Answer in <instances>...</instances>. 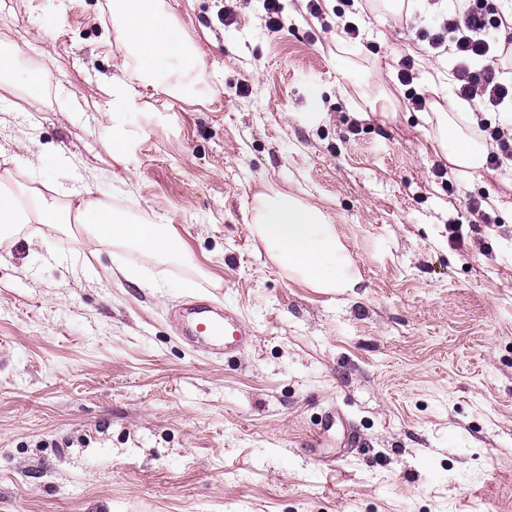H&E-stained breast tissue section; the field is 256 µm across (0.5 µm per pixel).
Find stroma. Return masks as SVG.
Wrapping results in <instances>:
<instances>
[{"label": "stroma", "instance_id": "35a3bbf8", "mask_svg": "<svg viewBox=\"0 0 512 512\" xmlns=\"http://www.w3.org/2000/svg\"><path fill=\"white\" fill-rule=\"evenodd\" d=\"M166 2L207 79L171 60L197 103L139 89L118 144L107 0H0L10 189L35 206L89 190L130 220L167 217L187 245L160 260L32 222L0 246V512H512V161L433 174L443 123L406 93L454 94L417 36L438 10L282 0L274 32L262 0ZM42 69L62 82L31 89ZM21 141L57 148L54 169ZM263 189L334 218L357 288L318 292L274 264L245 222ZM115 266L137 280L103 276ZM203 297L249 349L218 357L174 332Z\"/></svg>", "mask_w": 512, "mask_h": 512}]
</instances>
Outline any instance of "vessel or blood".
Here are the masks:
<instances>
[{
  "instance_id": "obj_1",
  "label": "vessel or blood",
  "mask_w": 512,
  "mask_h": 512,
  "mask_svg": "<svg viewBox=\"0 0 512 512\" xmlns=\"http://www.w3.org/2000/svg\"><path fill=\"white\" fill-rule=\"evenodd\" d=\"M177 335L201 343L215 354L248 348L252 340L232 310L218 311L209 300H195L173 319Z\"/></svg>"
}]
</instances>
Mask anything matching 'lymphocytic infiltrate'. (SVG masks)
<instances>
[{
	"label": "lymphocytic infiltrate",
	"mask_w": 512,
	"mask_h": 512,
	"mask_svg": "<svg viewBox=\"0 0 512 512\" xmlns=\"http://www.w3.org/2000/svg\"><path fill=\"white\" fill-rule=\"evenodd\" d=\"M504 31V49L512 50V21L497 10L468 4L460 7L453 0L443 12L441 25L421 32V40L434 50H443L454 60L453 75L457 82L455 95L468 103L478 121V132L488 134L496 148L486 156L487 167L499 168L512 159V140L504 130L492 128L481 121L480 112L512 101V79H505L500 57L492 52L487 38L489 31Z\"/></svg>",
	"instance_id": "1"
}]
</instances>
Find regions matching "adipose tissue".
I'll list each match as a JSON object with an SVG mask.
<instances>
[{"label": "adipose tissue", "instance_id": "1", "mask_svg": "<svg viewBox=\"0 0 512 512\" xmlns=\"http://www.w3.org/2000/svg\"><path fill=\"white\" fill-rule=\"evenodd\" d=\"M108 10L113 36L126 49V57L112 77L113 97L119 99L134 94L136 87L150 86L169 97L192 102L189 85L173 79L160 63L179 58L201 77L205 74L202 53L185 37L164 0H108ZM446 130L441 146L448 162L465 171L481 168L486 145L459 133L456 124H447ZM36 221L49 233L75 222L99 242L132 245L158 258L185 247L170 225L130 221L81 191L72 192L63 208L43 203L36 211ZM246 222L277 265L306 287L333 292L357 286V279L341 271L344 247L332 218L319 207L284 193H259L253 197Z\"/></svg>", "mask_w": 512, "mask_h": 512}]
</instances>
